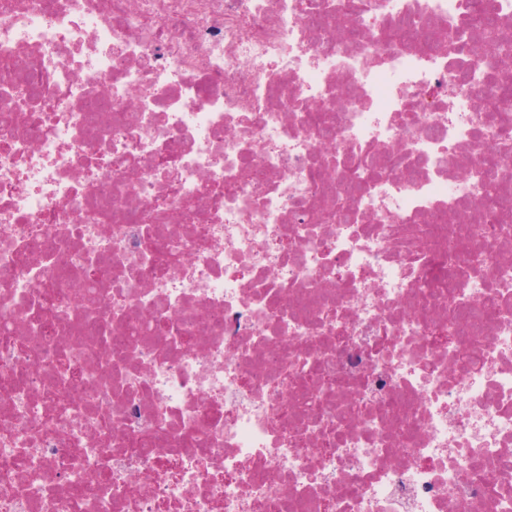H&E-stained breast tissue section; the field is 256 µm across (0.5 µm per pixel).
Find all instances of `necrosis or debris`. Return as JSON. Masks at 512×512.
Here are the masks:
<instances>
[{"mask_svg":"<svg viewBox=\"0 0 512 512\" xmlns=\"http://www.w3.org/2000/svg\"><path fill=\"white\" fill-rule=\"evenodd\" d=\"M470 10L0 0V512H512V124L425 41ZM481 202L477 208L481 212V220L483 221L485 215L488 213L495 216L500 211H505L511 208V196L507 194L497 182H488L483 186Z\"/></svg>","mask_w":512,"mask_h":512,"instance_id":"necrosis-or-debris-1","label":"necrosis or debris"}]
</instances>
